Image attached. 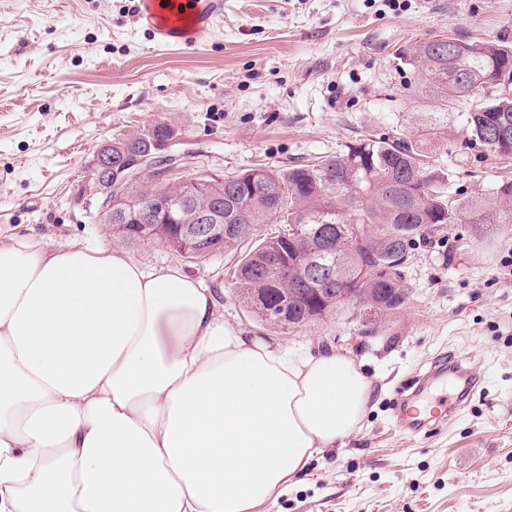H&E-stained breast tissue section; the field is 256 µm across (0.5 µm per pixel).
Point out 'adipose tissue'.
Returning <instances> with one entry per match:
<instances>
[{
  "instance_id": "adipose-tissue-1",
  "label": "adipose tissue",
  "mask_w": 512,
  "mask_h": 512,
  "mask_svg": "<svg viewBox=\"0 0 512 512\" xmlns=\"http://www.w3.org/2000/svg\"><path fill=\"white\" fill-rule=\"evenodd\" d=\"M371 394L353 357L248 335L181 268L0 245V512H255Z\"/></svg>"
}]
</instances>
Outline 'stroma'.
Returning a JSON list of instances; mask_svg holds the SVG:
<instances>
[{"label":"stroma","mask_w":512,"mask_h":512,"mask_svg":"<svg viewBox=\"0 0 512 512\" xmlns=\"http://www.w3.org/2000/svg\"><path fill=\"white\" fill-rule=\"evenodd\" d=\"M206 38L161 41L144 0H0V244L31 236L97 245L95 205L80 199L99 147L163 122L184 177L287 168L356 140L412 130L440 102L408 51L453 35L512 45V0H223ZM448 109L427 162L451 198L487 196L512 159L473 145ZM149 268L178 266L213 288L224 319L251 335L361 361L373 395L359 433L315 456L258 512H512V223L451 224L410 252L405 305L350 309L281 332L243 302L226 251L189 263L136 246ZM485 380L437 430L391 420L395 386L446 352Z\"/></svg>","instance_id":"35a3bbf8"}]
</instances>
